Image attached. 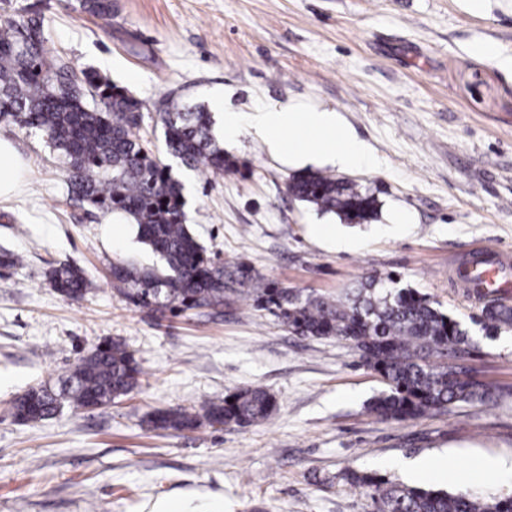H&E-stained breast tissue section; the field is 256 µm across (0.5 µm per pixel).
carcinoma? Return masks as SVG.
<instances>
[{"mask_svg":"<svg viewBox=\"0 0 512 512\" xmlns=\"http://www.w3.org/2000/svg\"><path fill=\"white\" fill-rule=\"evenodd\" d=\"M81 10L107 20L112 0H79ZM103 108H91L86 97ZM144 102L92 68L48 54L44 20L38 14L0 26V116L42 131L63 159L69 193L102 214L119 213L136 225L137 236L158 257L150 267L135 262L112 265L121 299L154 315L193 309L218 310L242 294L256 309L268 310L298 336L336 338L354 346L364 364L378 373L384 389L366 410L382 420L405 421L440 413L458 403L485 402L488 389L466 379L467 370L451 360L472 343L469 330L448 316L428 295L413 288H388L390 276L370 275L336 298L280 289L244 267L214 262L185 224L182 184L154 155L140 134ZM165 152L185 166L215 175L235 169L211 132L202 108L159 113ZM288 192L322 212L363 223L375 214L377 200L360 185L323 173L295 176ZM61 296L80 301L96 284L82 269L61 265L50 273ZM472 323L486 332L512 329V305L489 299ZM143 369L125 344L105 340L71 369L28 389L15 399L10 415L20 424H37L63 408L87 410L132 392ZM233 402H228V399ZM275 397L249 386L219 401H204L193 411L158 410L150 423L181 432L203 425L259 424L275 412ZM344 479L367 489L378 512H512V494L451 493L430 487L392 484L377 475L349 470Z\"/></svg>","mask_w":512,"mask_h":512,"instance_id":"1","label":"carcinoma"}]
</instances>
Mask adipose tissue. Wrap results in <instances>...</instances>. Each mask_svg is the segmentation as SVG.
I'll use <instances>...</instances> for the list:
<instances>
[{
  "label": "adipose tissue",
  "instance_id": "adipose-tissue-1",
  "mask_svg": "<svg viewBox=\"0 0 512 512\" xmlns=\"http://www.w3.org/2000/svg\"><path fill=\"white\" fill-rule=\"evenodd\" d=\"M253 127L272 150L292 161L314 158L343 170L372 162L365 143L342 126L333 110L267 107L258 110Z\"/></svg>",
  "mask_w": 512,
  "mask_h": 512
}]
</instances>
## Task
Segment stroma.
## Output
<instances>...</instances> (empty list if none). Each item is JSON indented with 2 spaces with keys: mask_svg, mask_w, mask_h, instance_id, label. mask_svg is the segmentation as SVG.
<instances>
[{
  "mask_svg": "<svg viewBox=\"0 0 512 512\" xmlns=\"http://www.w3.org/2000/svg\"><path fill=\"white\" fill-rule=\"evenodd\" d=\"M112 17L79 0H0V23L36 11L46 48L95 68L144 101L141 134L183 185L186 222L207 254L247 265L276 287L340 296L368 274L428 294L469 326L465 359L489 401L403 422L368 413L383 388L359 352L288 332L248 300L209 316L154 318L112 290L113 263H152L120 214H87L44 134L0 118L24 161L21 188L0 199V512H376L345 470L405 486L512 494V332L486 338L481 303L448 284V265L479 246L512 254V0H112ZM238 115L237 169L202 174L166 155L157 114L211 107ZM337 110L373 166L350 171L377 200L351 224L288 192L295 169L250 127L262 106ZM410 221L392 224L396 211ZM330 224L336 237L315 236ZM63 263L95 279L72 301L49 280ZM123 341L140 385L116 404L14 422L13 398L72 368L103 340ZM260 385L277 399L265 422L154 431L158 408H188ZM435 458L449 472L410 478L400 462ZM506 463L487 471L485 462Z\"/></svg>",
  "mask_w": 512,
  "mask_h": 512,
  "instance_id": "stroma-1",
  "label": "stroma"
}]
</instances>
